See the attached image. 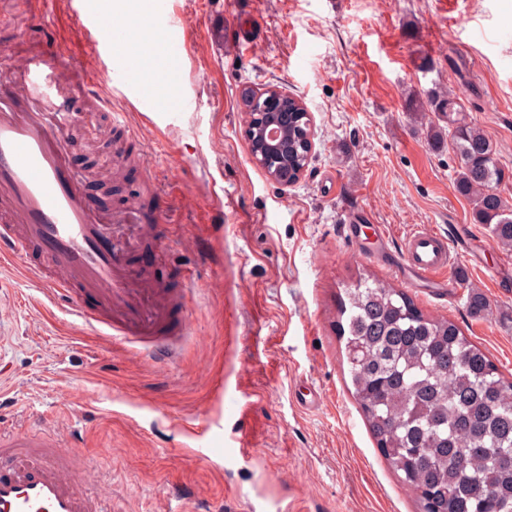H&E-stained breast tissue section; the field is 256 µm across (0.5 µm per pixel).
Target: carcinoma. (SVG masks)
Returning <instances> with one entry per match:
<instances>
[{
    "mask_svg": "<svg viewBox=\"0 0 512 512\" xmlns=\"http://www.w3.org/2000/svg\"><path fill=\"white\" fill-rule=\"evenodd\" d=\"M429 102L448 113L456 191L493 242L512 248V208L498 192L492 142L454 95ZM305 122L298 114L288 124V153L304 154ZM338 326L352 395L417 512H512V381L488 353L403 289L368 278L341 290Z\"/></svg>",
    "mask_w": 512,
    "mask_h": 512,
    "instance_id": "cac0c4a2",
    "label": "carcinoma"
}]
</instances>
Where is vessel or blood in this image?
Listing matches in <instances>:
<instances>
[{
    "label": "vessel or blood",
    "instance_id": "b4317fda",
    "mask_svg": "<svg viewBox=\"0 0 512 512\" xmlns=\"http://www.w3.org/2000/svg\"><path fill=\"white\" fill-rule=\"evenodd\" d=\"M152 17L167 20V37L150 51L153 68L145 70L140 51L130 49L127 29L100 21L88 35L80 66L59 60L48 67L41 50H32L8 89L0 91V267L20 269L48 286L47 297L83 325L103 345L119 341L130 357L157 350L189 335L187 316H173L172 301L149 267L131 266L127 257L136 239L151 234L126 226L130 210L101 216L84 199L82 182L69 167L61 127L37 92L66 79L73 96L86 97L94 80L99 43L118 49L113 82L139 96L140 122L169 108L156 87L177 78L188 58L186 35L171 20L167 0H149ZM214 41L251 48L245 27H213ZM455 257L442 233L422 228L404 240L397 271L414 288L442 292L458 286ZM222 413L206 410L185 430L196 442L192 453L211 463L221 458L209 447L211 433L223 430ZM0 512H107L100 496L87 491L76 454L60 434L21 428L0 433Z\"/></svg>",
    "mask_w": 512,
    "mask_h": 512
}]
</instances>
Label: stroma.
Returning <instances> with one entry per match:
<instances>
[{"label": "stroma", "instance_id": "stroma-1", "mask_svg": "<svg viewBox=\"0 0 512 512\" xmlns=\"http://www.w3.org/2000/svg\"><path fill=\"white\" fill-rule=\"evenodd\" d=\"M192 57L180 90L196 95L194 118L158 120L133 141L139 162L112 180V208L139 198L138 220L158 225L129 256L150 265L170 296L184 275L198 285L187 307L193 335L163 369L128 360L121 345L100 348L81 323L51 304L38 282L0 269L12 312L0 323V428L57 419L83 427L77 453L108 512H173L171 484L196 488L214 512H249L267 500L277 512H415L368 434L345 384L336 332L340 290L361 277L403 287L395 268L403 239L428 227L450 233L462 286L454 299L424 288L410 294L424 313L460 325L512 379V249L497 247L454 189L450 141L432 148L448 119L431 92L459 97L493 143L512 206V0H172ZM70 0H49L33 16L23 0H0V84L26 42L57 37L80 50ZM243 20L250 52L212 43L206 21ZM103 76L89 91L109 111L55 98L80 112L64 130L69 166L95 160L87 147L113 113L132 101L104 73L112 46L98 47ZM276 85L299 96L313 120L314 150L302 180L285 188L255 164L240 95ZM224 172V244L216 246L207 180ZM195 203L185 209L182 199ZM363 225L361 237L350 234ZM390 241L378 245L374 226ZM203 248L185 252L181 237ZM224 288H206L214 276ZM479 292L488 309L468 308ZM224 409L213 447L234 435L256 450L218 469L195 456L179 423L205 406Z\"/></svg>", "mask_w": 512, "mask_h": 512}]
</instances>
